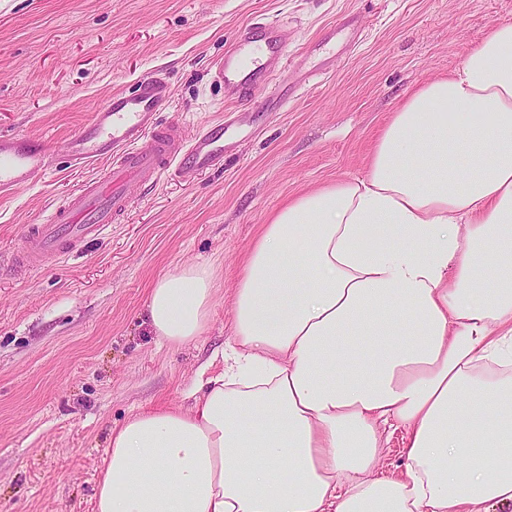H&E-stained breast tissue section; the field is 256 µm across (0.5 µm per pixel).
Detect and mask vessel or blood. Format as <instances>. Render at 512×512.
Listing matches in <instances>:
<instances>
[{"instance_id":"vessel-or-blood-1","label":"vessel or blood","mask_w":512,"mask_h":512,"mask_svg":"<svg viewBox=\"0 0 512 512\" xmlns=\"http://www.w3.org/2000/svg\"><path fill=\"white\" fill-rule=\"evenodd\" d=\"M214 82L240 101L261 99L279 112L304 86L336 74L335 61L306 65L289 61L277 22L243 26L223 56L210 67ZM171 91L161 74L141 78L129 92L113 94L65 144L72 166L105 164L103 174L53 204L44 223L28 225L24 245L11 258L20 272L38 270L79 252L109 225L120 223L132 205L131 186H151L169 171H209L223 166L230 145L224 135L236 125L233 110L216 124L184 137L161 112ZM50 157L43 141L24 134L0 135V197H7L44 174Z\"/></svg>"}]
</instances>
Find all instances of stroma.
Instances as JSON below:
<instances>
[{
    "mask_svg": "<svg viewBox=\"0 0 512 512\" xmlns=\"http://www.w3.org/2000/svg\"><path fill=\"white\" fill-rule=\"evenodd\" d=\"M348 15L358 49L285 111L241 104L249 136L223 168L132 188L127 218L82 253L12 269L27 225L100 172L71 166L64 142L112 93L162 70L163 117L189 137L232 104L209 69L240 26L282 21L295 56ZM502 22L512 0H0V134L51 153L47 174L0 197V512H94L112 429L138 408L182 402L202 366L220 370L261 224L305 190L365 176L390 113ZM192 263L216 270L213 307L203 336L175 349L153 333L146 302L160 276Z\"/></svg>",
    "mask_w": 512,
    "mask_h": 512,
    "instance_id": "1",
    "label": "stroma"
}]
</instances>
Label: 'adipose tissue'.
I'll list each match as a JSON object with an SVG mask.
<instances>
[{
  "label": "adipose tissue",
  "instance_id": "1",
  "mask_svg": "<svg viewBox=\"0 0 512 512\" xmlns=\"http://www.w3.org/2000/svg\"><path fill=\"white\" fill-rule=\"evenodd\" d=\"M215 271L146 307L178 348ZM233 336L190 405L113 428L95 512H491L512 506V23L391 112L365 177L278 208L250 246ZM403 429V476L380 435Z\"/></svg>",
  "mask_w": 512,
  "mask_h": 512
}]
</instances>
